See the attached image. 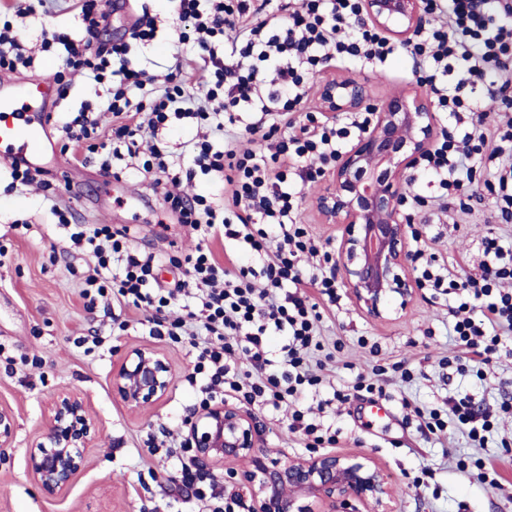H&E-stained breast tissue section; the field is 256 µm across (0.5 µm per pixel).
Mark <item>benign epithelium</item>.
Listing matches in <instances>:
<instances>
[{
	"instance_id": "obj_1",
	"label": "benign epithelium",
	"mask_w": 512,
	"mask_h": 512,
	"mask_svg": "<svg viewBox=\"0 0 512 512\" xmlns=\"http://www.w3.org/2000/svg\"><path fill=\"white\" fill-rule=\"evenodd\" d=\"M363 16L401 45L422 27V0H363ZM322 110L373 113L368 128L342 152L325 175L313 205L326 224L343 232L335 265L356 306L370 319L391 320L406 311L418 290L412 273L411 217L404 211V184L410 169L435 144L434 105L413 82L377 99L368 79L333 78L318 88ZM166 354L150 346L127 350L112 372V392L131 410L162 399L172 385ZM185 440L195 460L224 475V492L246 512H391L381 469L365 456L316 452L295 463L270 459L261 447L252 412L218 401L184 422ZM97 422L83 397L61 392L50 407L48 426L26 448L28 470L49 496L65 493L86 462L97 436ZM14 413L0 407V449L11 447ZM246 460L250 469L232 464Z\"/></svg>"
}]
</instances>
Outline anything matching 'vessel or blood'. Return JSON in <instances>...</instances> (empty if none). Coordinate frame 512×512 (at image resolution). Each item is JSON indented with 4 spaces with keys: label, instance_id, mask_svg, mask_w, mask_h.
<instances>
[{
    "label": "vessel or blood",
    "instance_id": "obj_1",
    "mask_svg": "<svg viewBox=\"0 0 512 512\" xmlns=\"http://www.w3.org/2000/svg\"><path fill=\"white\" fill-rule=\"evenodd\" d=\"M57 90L46 72L26 79L0 77V161L58 175L51 124Z\"/></svg>",
    "mask_w": 512,
    "mask_h": 512
}]
</instances>
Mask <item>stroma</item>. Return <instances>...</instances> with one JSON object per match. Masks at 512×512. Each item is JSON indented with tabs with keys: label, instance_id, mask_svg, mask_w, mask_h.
Returning a JSON list of instances; mask_svg holds the SVG:
<instances>
[{
	"label": "stroma",
	"instance_id": "stroma-1",
	"mask_svg": "<svg viewBox=\"0 0 512 512\" xmlns=\"http://www.w3.org/2000/svg\"><path fill=\"white\" fill-rule=\"evenodd\" d=\"M48 8L26 20L21 33L29 43L58 27L78 34L71 0H50ZM144 10L156 16L160 29L172 26L167 0H130L129 12L107 14L105 41L121 39L129 14ZM179 56L191 61L187 86L196 91L202 61L192 44L161 39L132 49L130 59L136 68L161 75ZM412 65L401 49L383 65L326 68L309 78L306 105L319 109L317 85L328 77H369L374 96L387 97L411 81ZM61 168L64 180L51 187L60 208L71 210L82 224L124 225L137 250L165 256L161 281L178 276L169 259L189 252L197 238L163 209L149 179L105 181L98 161L86 159L79 147L62 153ZM68 179L82 182L81 197L67 193ZM418 189L431 201L421 210L427 219L419 227L422 238L438 262L454 267L456 274L474 271L488 234L512 244V223L494 222L491 198L465 212L455 204L444 212L432 204L438 194L434 185L422 181ZM17 219L27 221V228H13ZM0 245L7 249L0 258V405L10 408L17 421L13 446L0 455V512H186L178 487L168 480L172 459L149 454L147 441L164 428L182 438V424L200 402L198 385L189 382L196 362L191 347L148 336L139 324L142 312L120 308L115 299L86 308L81 288L94 264L55 224L42 190L20 192L0 181ZM339 294L323 334L336 345L327 363L331 382L347 399L317 415L322 425L339 432L335 452L371 457L386 478L395 512H512V411L499 409L502 402H512V355L501 356L481 378L457 373L441 364L462 353L448 333L447 297L418 291L400 318L377 322L360 311L347 288ZM96 336L102 340L97 347L92 344ZM136 346L161 349L173 381L166 397L134 412L113 394L112 372ZM376 366L384 367L385 383L383 396L373 400L354 385L358 374ZM407 369L414 373L409 382L401 378ZM63 391L81 393L99 434L69 490L49 497L30 476L25 449L45 431L47 406ZM464 395L475 408L496 413L498 440L489 448H469L457 431L435 436L414 414L418 408L447 413L449 399ZM251 411L270 457L285 453L299 461L310 456L282 413L256 405Z\"/></svg>",
	"mask_w": 512,
	"mask_h": 512
}]
</instances>
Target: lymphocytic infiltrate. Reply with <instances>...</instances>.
Segmentation results:
<instances>
[{
  "label": "lymphocytic infiltrate",
  "instance_id": "lymphocytic-infiltrate-1",
  "mask_svg": "<svg viewBox=\"0 0 512 512\" xmlns=\"http://www.w3.org/2000/svg\"><path fill=\"white\" fill-rule=\"evenodd\" d=\"M183 27L191 28L211 72L205 104L185 92L183 61L154 76L131 68V44L157 38L148 13L131 27L128 40L105 43L99 27L106 18L101 0H77L83 32L79 38L47 31L43 48L62 46L55 77L79 72L105 91L103 110L116 117L110 138H102L99 113L81 107L64 124L69 140L84 143L101 160L131 158L152 173L153 188L179 223L190 225L202 243L184 258L185 277L163 285L160 257L133 249L126 233L107 224H75L72 212L53 214L69 228L74 245L95 261L81 295L91 300L116 289L117 301L145 311L149 335L166 327L198 349L196 373L203 394L233 393L247 403L273 408L325 383L318 304L306 287L337 302L338 284L327 270L329 253L300 224L301 186L333 164L349 136L362 132L371 115L356 112L343 122L301 108L309 75L347 59L382 64L393 43L360 23L361 0H171ZM432 20L417 34L410 54L412 74L441 112V138L417 167L435 183L441 203L493 195L494 219L512 223V0H424ZM102 110V111H103ZM498 122L486 125L489 113ZM197 122L186 144L188 159L169 161L156 137L175 119ZM220 173L228 196L218 203L197 194L175 193L181 181ZM224 238L261 256L260 267L238 259L219 263L209 240ZM478 271L464 277L438 266L434 255L416 247L419 284L452 295L450 333L470 356L458 370L484 376L503 337L512 335V251L499 238H484ZM281 337L271 349L270 337ZM448 412L472 445L485 447L493 430L490 412L476 411L468 398L451 400ZM181 456L172 480L198 500L218 499L216 482H205L189 448L168 443Z\"/></svg>",
  "mask_w": 512,
  "mask_h": 512
}]
</instances>
